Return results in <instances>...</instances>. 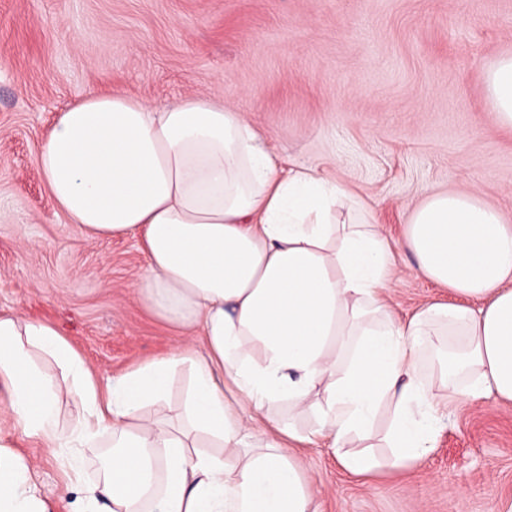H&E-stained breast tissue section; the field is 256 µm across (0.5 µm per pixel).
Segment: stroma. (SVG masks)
<instances>
[{
  "label": "stroma",
  "mask_w": 512,
  "mask_h": 512,
  "mask_svg": "<svg viewBox=\"0 0 512 512\" xmlns=\"http://www.w3.org/2000/svg\"><path fill=\"white\" fill-rule=\"evenodd\" d=\"M512 54V0H0V309L51 325L100 377L170 354L180 336L134 285L132 237L68 223L39 171L60 112L110 88L160 106L221 101L289 165H323L401 239L433 192H469L512 224V129L485 75ZM401 253L393 303L468 298ZM51 512H70L67 453L16 437ZM322 512H512V406L453 411L422 464L348 475L324 445L298 454Z\"/></svg>",
  "instance_id": "stroma-1"
}]
</instances>
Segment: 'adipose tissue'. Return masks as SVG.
<instances>
[{
	"label": "adipose tissue",
	"mask_w": 512,
	"mask_h": 512,
	"mask_svg": "<svg viewBox=\"0 0 512 512\" xmlns=\"http://www.w3.org/2000/svg\"><path fill=\"white\" fill-rule=\"evenodd\" d=\"M486 80L496 123L512 128V56ZM269 140L219 102L112 93L73 104L48 132L38 165L57 207L88 237L141 239L137 296L201 340L102 382L55 328L0 312L12 435L75 449L112 438L102 480L80 485L72 512H321L292 442L326 443L344 471L366 476L425 460L449 405L512 404V224L501 212L432 193L396 242L334 173L284 169ZM401 249L420 276L478 307L431 301L398 316ZM429 348L445 358L425 377ZM181 367L190 380L170 422L150 408ZM66 399L83 412L70 427ZM386 404L381 459L370 445ZM0 512H50L1 436Z\"/></svg>",
	"instance_id": "adipose-tissue-1"
}]
</instances>
